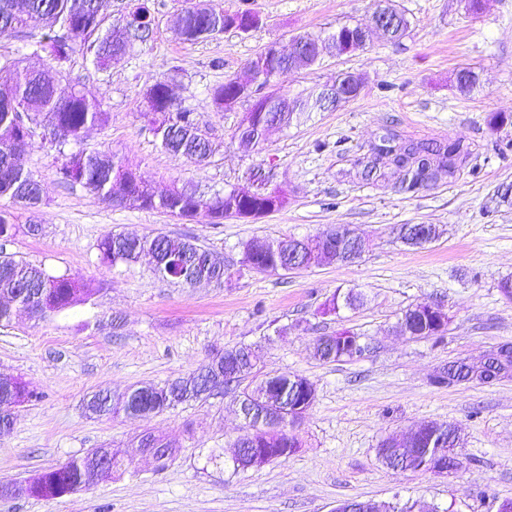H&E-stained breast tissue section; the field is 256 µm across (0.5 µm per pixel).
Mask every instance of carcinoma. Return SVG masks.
Here are the masks:
<instances>
[{
  "label": "carcinoma",
  "instance_id": "obj_1",
  "mask_svg": "<svg viewBox=\"0 0 512 512\" xmlns=\"http://www.w3.org/2000/svg\"><path fill=\"white\" fill-rule=\"evenodd\" d=\"M112 0H0V38L25 35V29L33 18L42 22V32L35 42L36 50L46 53L51 65L32 70L22 61L0 55V198L29 210L44 204L41 185L23 162L24 155L34 142L36 130L47 128L57 132L56 145L60 148L81 141L86 129L107 122V112L102 102L88 96L82 89L72 87L69 94L59 97L56 87L63 78L61 64L80 48L93 55L96 63L107 67L122 59L134 43L148 36L152 14L145 3L131 7L119 27H104ZM228 17L197 0L185 10L183 16L186 41L194 42L224 30ZM265 72L275 73L279 79L292 73L288 58L262 60ZM153 105L145 112L150 118L151 130L168 151L181 154L198 166L206 165L213 153L212 145L204 143L199 133L196 113L178 107L168 93L167 83L157 81L148 89ZM241 88L235 78L227 77L224 83L212 89L214 105L224 110L226 103L237 98ZM325 91L292 102L286 100L274 104L268 112L279 117L288 126L300 115L323 109ZM237 135L240 141L251 147L264 142L263 127L254 112L244 113ZM377 148L379 158L387 159L392 174L400 187L412 191L444 175L454 173L458 163L465 159L461 142L446 147L433 148L423 143L394 144L395 136L387 131L380 136ZM261 168L249 170L244 183L228 190L208 192L198 187H171L164 195H154L153 186L147 179L126 169L120 160L95 151L79 149L64 155L59 168L60 179L69 184H79L94 198L113 203L112 188L124 183L123 196L132 200L130 206L160 210L174 218L191 221L204 213L212 223L219 224L226 218L256 219L283 208L286 195L272 184L273 173L260 174ZM37 235L42 231L39 224L22 226L15 215L0 210V297L26 309L32 316L44 319L52 314L68 310L93 299L101 291V285L79 282L65 274L51 275L42 265H36L7 252L9 245L20 230ZM326 232H320L299 240L297 258L308 259L317 265L349 263L346 256L336 257V244L324 242ZM294 240L274 239L267 247L249 240L241 245L239 270H256L264 274L288 273L285 249ZM99 260L107 266L132 265L143 257L153 260L155 272L166 279L193 285L209 282L224 285L230 276L229 268L217 262L212 254L191 239L173 240L166 235L135 236L112 231L97 244ZM362 301V293L353 289L336 294L324 309V313H338L340 308H351ZM402 318L419 326V337L438 335L434 326L423 323L414 308L407 309ZM349 333L344 329L331 335L318 336L313 342V354L320 361H351L363 355L367 346L352 344L342 339ZM241 378L247 384L239 397L255 407L265 410L282 420L279 430L271 433L264 426L248 424L237 438V443L248 448H259L269 457L286 461L299 448V441L289 428V421L302 418L312 407L307 401L311 392L296 397L294 406L283 407L288 399L289 377L278 376L270 380L253 379L250 362L241 358L235 361ZM206 368L186 378L175 379L163 386L141 385L125 393L111 395L96 392L85 403L87 410L99 417H110L121 412L149 417L166 409L189 402L206 400L204 393L210 390L211 380L205 375ZM455 427L436 423L433 433L423 434L408 448L394 445L385 447L381 441L377 455L388 468L400 471H427L434 455L448 451V437ZM148 448L157 449L155 462L158 468L166 467L173 449L162 438L152 434L142 435ZM87 487L86 472L76 460L49 468L33 479L18 483L22 496L57 499L77 489Z\"/></svg>",
  "mask_w": 512,
  "mask_h": 512
}]
</instances>
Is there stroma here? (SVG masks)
<instances>
[{
    "mask_svg": "<svg viewBox=\"0 0 512 512\" xmlns=\"http://www.w3.org/2000/svg\"><path fill=\"white\" fill-rule=\"evenodd\" d=\"M188 0H160L152 30L120 62L97 67L74 53L58 95L71 85L103 102L109 119L89 129L83 148L117 157L158 187L173 183L221 190L243 172L273 162L286 205L258 219L208 217L178 221L159 210L112 206L81 186L60 182L64 157L39 137L25 154L46 202L18 210L39 235H18L10 252L56 274L103 284L90 303L44 319L17 308L0 325V375L22 378L37 400L8 406L14 425L0 432V486L31 478L90 450L124 448L143 431L175 448L164 470L148 458L130 471L61 499L0 497V512H331L342 500L414 502L421 512H497L512 500V378L492 383L439 384L448 363L512 344V299L500 282L512 277V124L492 128L491 113L512 115V0H392L408 18L406 35L377 38L364 48L325 55L258 95L305 98L359 75V95L328 112L306 113L274 129L256 148L236 131L248 103L217 111L210 91L225 77L247 75L270 44L290 50L293 38L328 37L341 26L368 22L375 0H207L229 14L258 19L191 43L176 31ZM479 76L471 91L456 83L458 69ZM171 81L179 107L196 112L218 147L195 165L165 150L144 117L148 86ZM401 138L445 144L462 140L470 152L453 177L414 191L393 180H364L354 162L382 127ZM347 224L369 239L353 264L314 266L269 275L246 273L216 287L175 284L149 262L102 266L97 242L109 231L193 236L225 264L252 239L317 234ZM402 224H436L441 238L405 245ZM357 289L362 306L325 315L334 294ZM441 303L443 335L412 339L397 321L410 306ZM347 328L370 350L349 362L323 363L311 353L316 336ZM254 347L264 372L307 377L316 400L294 433L299 448L288 461L233 470L234 443L244 430L236 388L150 418H99L84 399L97 390L162 384L188 376L225 349ZM460 431L465 469L455 478L387 469L379 442L427 422Z\"/></svg>",
    "mask_w": 512,
    "mask_h": 512,
    "instance_id": "obj_1",
    "label": "stroma"
}]
</instances>
